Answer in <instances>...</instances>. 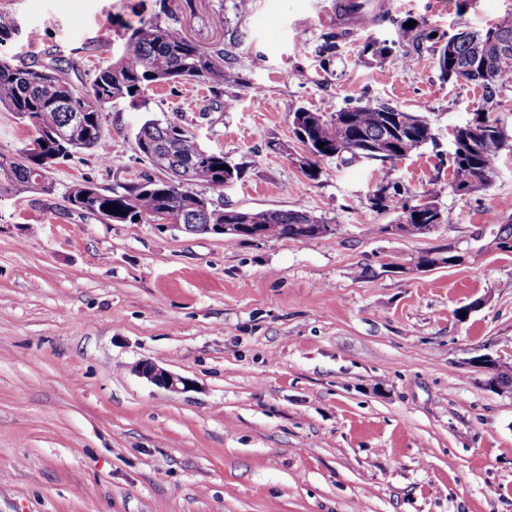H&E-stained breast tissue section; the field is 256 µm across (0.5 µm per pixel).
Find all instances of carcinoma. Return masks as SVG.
I'll list each match as a JSON object with an SVG mask.
<instances>
[{
	"label": "carcinoma",
	"instance_id": "carcinoma-1",
	"mask_svg": "<svg viewBox=\"0 0 512 512\" xmlns=\"http://www.w3.org/2000/svg\"><path fill=\"white\" fill-rule=\"evenodd\" d=\"M221 51H205L172 24L147 21L131 29L122 54L100 69L93 81L83 87L74 84L68 68L55 63L48 66H18L0 59V107L14 113L33 127L41 143L49 132L68 134L65 149H41L22 160L0 152V181L15 192L39 190L51 193L49 174L53 165L79 149H92L105 158L106 136L102 113L117 101L134 108L145 105V90L158 83L183 81L213 84L214 96L222 95L221 86L237 82L236 73L225 66ZM438 68L449 80L463 79L482 90L475 111L492 113L497 94L512 85V18H505L481 30L454 34L438 50ZM394 111L389 104H367L336 112H311L306 131L315 155L342 162L358 158L354 153L336 154L342 136H353L352 145L371 141L376 157L391 159L419 148L432 139L428 122L410 112V129L400 138L386 125V114ZM81 112L84 125L68 127L70 114ZM135 150L150 162L163 167L161 177L147 193L140 191L141 181L149 179L138 173L119 190L104 191L90 181L72 185L67 202L76 210L106 217V222L125 223L127 212L135 209L138 223L156 224L170 220L174 224H216V209L206 197L188 189L201 183L209 189L224 190V153L202 147L195 136L176 121H145L134 134ZM324 143L318 147V143ZM508 149L503 140L492 135L482 138L479 150L460 156L456 147L450 160L453 182L465 184L479 172L495 175L494 162L499 152ZM219 169H214V166ZM252 228L267 237L305 241L332 232L327 222L302 211L250 210L244 212Z\"/></svg>",
	"mask_w": 512,
	"mask_h": 512
}]
</instances>
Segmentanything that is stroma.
I'll list each match as a JSON object with an SVG mask.
<instances>
[{
	"label": "stroma",
	"mask_w": 512,
	"mask_h": 512,
	"mask_svg": "<svg viewBox=\"0 0 512 512\" xmlns=\"http://www.w3.org/2000/svg\"><path fill=\"white\" fill-rule=\"evenodd\" d=\"M331 3L0 0V58L60 63L78 86L150 19L238 76L217 110L198 83L149 87L144 108L105 112L108 160L75 153L50 195L0 191V512H512V393L479 361L512 363V253L489 246L512 225V151L490 186H449L451 131L482 91L434 54L512 0H388L360 28ZM412 20L422 43L401 37ZM377 102L424 116L433 140L307 179L294 112ZM150 118L240 167L214 206L304 211L333 234L227 240L71 209L74 183L150 171L133 138ZM421 200L451 223L391 232ZM146 362L191 387L153 385Z\"/></svg>",
	"instance_id": "35a3bbf8"
}]
</instances>
